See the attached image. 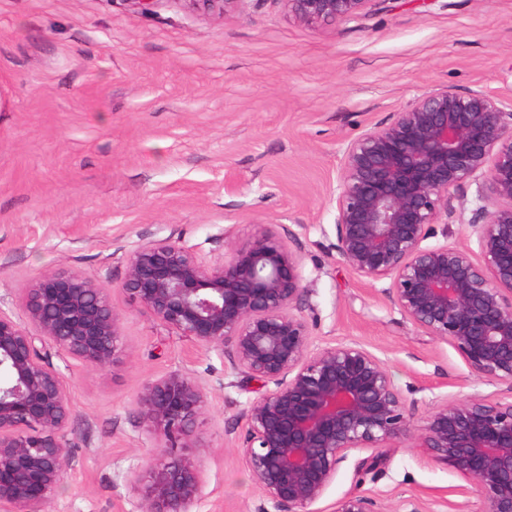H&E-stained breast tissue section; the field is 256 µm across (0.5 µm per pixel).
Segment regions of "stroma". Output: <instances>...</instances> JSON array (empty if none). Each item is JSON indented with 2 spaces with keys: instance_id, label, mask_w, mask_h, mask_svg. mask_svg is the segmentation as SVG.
<instances>
[{
  "instance_id": "stroma-1",
  "label": "stroma",
  "mask_w": 512,
  "mask_h": 512,
  "mask_svg": "<svg viewBox=\"0 0 512 512\" xmlns=\"http://www.w3.org/2000/svg\"><path fill=\"white\" fill-rule=\"evenodd\" d=\"M442 86L512 95V0H374L359 20L312 25L282 0L221 14L186 0L147 13L135 0H0V309L21 314L32 284L76 272L107 291L127 343L104 368L41 346L71 397L50 512H138L160 442L136 399L173 370L197 378L206 400L200 512L265 503L241 444L244 412L267 387L125 291L129 252L154 240L219 259L277 225L302 265L297 312L314 346L355 341L378 356L416 424L440 401L506 394L336 248L341 143ZM365 457L348 455L315 512L357 491L383 512L404 499L483 508L428 449L396 445L372 468Z\"/></svg>"
}]
</instances>
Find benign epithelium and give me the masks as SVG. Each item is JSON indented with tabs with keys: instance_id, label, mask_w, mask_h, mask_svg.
Here are the masks:
<instances>
[{
	"instance_id": "benign-epithelium-1",
	"label": "benign epithelium",
	"mask_w": 512,
	"mask_h": 512,
	"mask_svg": "<svg viewBox=\"0 0 512 512\" xmlns=\"http://www.w3.org/2000/svg\"><path fill=\"white\" fill-rule=\"evenodd\" d=\"M223 12L240 0H185ZM301 22H349L374 0H283ZM337 250L359 277L389 281L400 313L452 345L471 372L508 384L497 400L440 402L414 424L384 363L357 342L312 348L297 254L273 227L205 261L168 240L132 250L125 290L164 325L208 351L228 354L247 377L274 384L249 405L247 468L271 508L312 512L351 451L377 462L395 442L427 448L472 481L481 512H512V98L448 87L424 92L340 149ZM477 186L465 218L456 192ZM468 224L476 248L425 244ZM23 323L0 308V512H49L68 448L71 406L63 374L43 358L47 339L66 354L106 367L125 349L108 294L74 273L28 289ZM142 423L162 441L150 464L140 512H197L204 498L194 424L200 383L171 371L137 398ZM336 512H382L352 492Z\"/></svg>"
}]
</instances>
